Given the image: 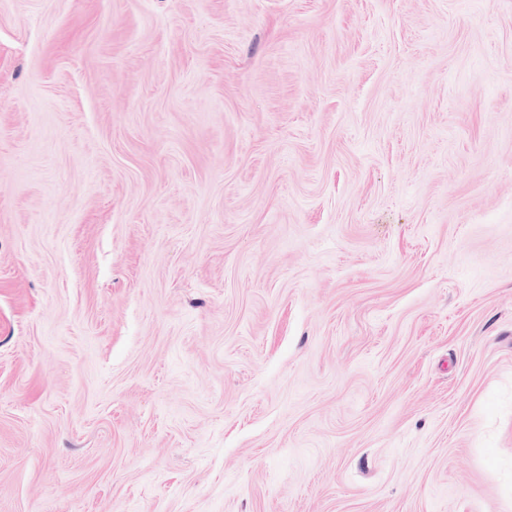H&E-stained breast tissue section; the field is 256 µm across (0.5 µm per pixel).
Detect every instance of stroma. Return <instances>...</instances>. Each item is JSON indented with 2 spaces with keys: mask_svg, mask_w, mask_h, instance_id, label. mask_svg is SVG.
Listing matches in <instances>:
<instances>
[{
  "mask_svg": "<svg viewBox=\"0 0 512 512\" xmlns=\"http://www.w3.org/2000/svg\"><path fill=\"white\" fill-rule=\"evenodd\" d=\"M0 512H512V0H0Z\"/></svg>",
  "mask_w": 512,
  "mask_h": 512,
  "instance_id": "1",
  "label": "stroma"
}]
</instances>
